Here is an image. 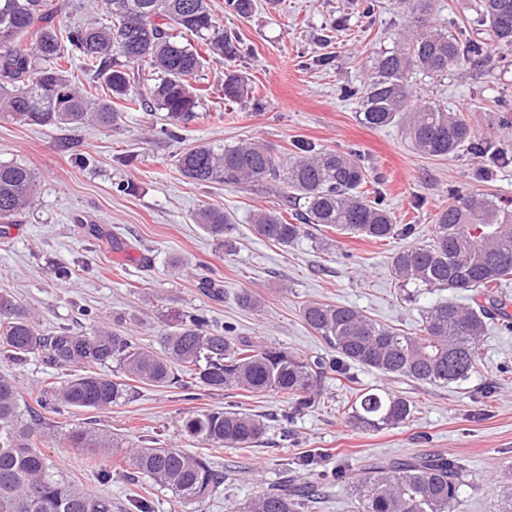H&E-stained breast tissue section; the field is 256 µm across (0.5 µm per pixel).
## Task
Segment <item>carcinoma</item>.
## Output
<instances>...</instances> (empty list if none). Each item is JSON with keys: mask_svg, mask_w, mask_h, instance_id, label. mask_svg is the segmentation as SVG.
I'll return each mask as SVG.
<instances>
[{"mask_svg": "<svg viewBox=\"0 0 512 512\" xmlns=\"http://www.w3.org/2000/svg\"><path fill=\"white\" fill-rule=\"evenodd\" d=\"M106 23L96 20L69 26L58 19L62 7L52 0H0V118L40 127L97 125L110 129L127 111L164 112L174 122L189 121L205 99L200 74L213 60L230 63L251 49L218 22L211 0H103ZM255 0H224L225 10L240 18L255 11ZM476 23L494 44L512 48V0H477ZM430 0H413L409 20L393 47L382 51L362 87H344L355 98L359 119L381 129L405 119L408 138L423 155L447 157L468 146L496 164L506 154L476 139L461 114L439 104H413L408 75L427 78L464 71L483 52L437 29ZM31 40L30 46L23 45ZM92 77L72 80L73 61ZM223 99H249L248 82L225 74ZM280 156L259 142L201 144L182 150L176 169L191 183L229 187L252 184L282 196V209H260L252 216L256 236L288 246L315 224L340 235L386 240L409 235L379 196L364 188L369 170L359 155L335 150ZM38 177L29 166L0 161V224H11L35 201ZM295 207L293 224L282 214ZM194 223L211 237L225 239L235 230L224 209L203 205ZM402 288L479 292L464 305L445 300L425 310L415 332L401 334L351 305L309 302L305 324L336 352L313 360L268 342L261 336L241 339L233 327L216 326L203 314L170 318L160 334L161 350L143 347L103 324L88 309L77 315L90 321L82 332L62 328L50 336L38 327L35 312L0 288V363L24 366L39 359L66 379L41 383L24 397L16 380L0 372V512H115L108 494L85 491L54 472L39 447L38 427L63 406L105 410L135 397V383L157 387L212 390L237 388L268 392L309 409L322 394L329 372L348 375L359 364L387 378L430 384L469 379L480 361L479 343L487 322L499 318L512 330V299L489 291L512 280V206L479 191L450 189L429 241L399 250L392 264ZM413 403L386 390L360 391L350 407L351 421L368 430L406 424ZM181 430L213 448L245 450L263 441L267 425L244 410H213L183 421ZM73 448L86 449L87 465L98 479L113 472L128 484L171 493L183 507L211 497L230 474L210 460L176 448L121 447L99 431L75 428L67 435ZM317 473L318 482L286 480L271 484L230 512H309L341 479L358 495L362 512H452L460 504L464 468L443 454L369 461L356 473L320 469L316 453L292 459Z\"/></svg>", "mask_w": 512, "mask_h": 512, "instance_id": "1", "label": "carcinoma"}]
</instances>
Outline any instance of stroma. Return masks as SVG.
Instances as JSON below:
<instances>
[{
    "label": "stroma",
    "instance_id": "35a3bbf8",
    "mask_svg": "<svg viewBox=\"0 0 512 512\" xmlns=\"http://www.w3.org/2000/svg\"><path fill=\"white\" fill-rule=\"evenodd\" d=\"M347 0H258L252 17L227 13L224 0H212L224 28L240 35L250 55L232 65L210 64L202 83L210 95L200 118L172 126L164 113H126L113 129L37 127L0 119V160L33 168L40 182L32 207L9 235L0 238V285L10 289L40 316L42 334L71 325L83 307L100 321L120 319L121 329L143 345L157 347L158 333L176 314L205 313L212 323L233 325L238 337L264 336L304 355L331 351L303 321L310 301L346 304L377 323L411 333L424 310L451 298L448 289L403 301L391 273L394 254L427 241L438 211L448 204L449 188L479 190L512 200V160L480 175L482 161L467 148L448 158L418 154L402 124L369 129L359 120L357 100L341 95L344 86L362 84L374 58L404 28L409 13L396 0H378L373 17L345 13ZM473 0H433L439 27L482 35L472 20ZM346 16L347 29L334 24ZM485 43L484 60L465 74L434 82L413 74L418 98L459 111L476 138L492 145H512V123L503 118L512 107V54ZM256 83L252 102L221 100L226 70ZM175 127L176 138L164 135ZM242 139L267 142L290 155L302 140L318 150L356 152L368 168L371 195L382 196L398 223L413 225L411 236L373 241L305 227L291 246L257 238L250 216L259 208H278L277 193L249 186L197 185L177 172L174 160L200 142L232 144ZM87 157L86 166L73 162ZM132 164H122L125 155ZM131 181L139 191L116 192ZM228 211L236 229L222 245L192 220L201 205ZM96 224L111 234L98 240L87 231ZM71 270L58 280L57 264ZM208 273L221 296L204 295L198 280ZM260 298V310L242 305L243 293ZM385 389L414 405L410 422L380 431L349 423L348 409L357 390ZM243 409L262 415L268 425L263 443L244 452L224 448L213 453L217 469L232 470L239 481L221 487L200 512H228L231 502H245L283 476L279 459L299 452L325 454L328 466L344 462L358 469L369 458L439 453L466 468L457 512H495L512 494L503 475L512 465V331L490 326L481 343V362L464 383L431 385L389 379L355 365L348 377L330 376L318 407L283 419L286 404L269 393L229 388L182 390L138 384L135 399L112 408H64L50 415L44 453L63 478L81 488L111 494L126 506L127 483L120 475L98 483L84 466V453L69 447L65 435L76 427L101 429L118 441L156 439L161 446L189 452L198 446L180 430L183 420L209 409Z\"/></svg>",
    "mask_w": 512,
    "mask_h": 512
}]
</instances>
